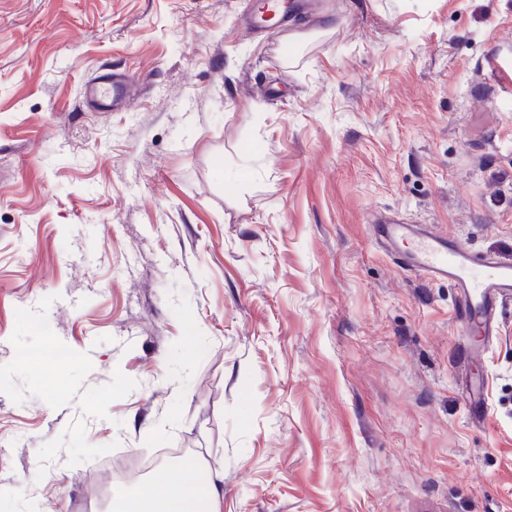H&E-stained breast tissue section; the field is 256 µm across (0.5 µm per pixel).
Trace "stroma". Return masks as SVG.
<instances>
[{
	"instance_id": "obj_1",
	"label": "stroma",
	"mask_w": 512,
	"mask_h": 512,
	"mask_svg": "<svg viewBox=\"0 0 512 512\" xmlns=\"http://www.w3.org/2000/svg\"><path fill=\"white\" fill-rule=\"evenodd\" d=\"M257 3L0 0V512H117L163 448L220 512H512V303L466 367L372 230L512 263V0ZM275 1L276 0L262 1L257 11L250 15L251 22L263 27L268 25H284L288 21V9L281 12L279 5L275 3ZM267 14H273L271 20L265 18ZM485 382L478 386L470 383L467 387L466 398L468 403L469 419L473 423L483 424L488 417V404L485 393Z\"/></svg>"
}]
</instances>
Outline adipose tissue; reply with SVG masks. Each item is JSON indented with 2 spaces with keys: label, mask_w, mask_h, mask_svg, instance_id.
<instances>
[{
  "label": "adipose tissue",
  "mask_w": 512,
  "mask_h": 512,
  "mask_svg": "<svg viewBox=\"0 0 512 512\" xmlns=\"http://www.w3.org/2000/svg\"><path fill=\"white\" fill-rule=\"evenodd\" d=\"M183 480L166 484L157 490L155 482H148L124 499L123 512H219L222 489L214 477L196 478L198 461L185 460Z\"/></svg>",
  "instance_id": "obj_1"
}]
</instances>
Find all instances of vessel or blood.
I'll use <instances>...</instances> for the list:
<instances>
[{"label":"vessel or blood","mask_w":512,"mask_h":512,"mask_svg":"<svg viewBox=\"0 0 512 512\" xmlns=\"http://www.w3.org/2000/svg\"><path fill=\"white\" fill-rule=\"evenodd\" d=\"M252 23L282 25L288 20L276 0H262L257 11L250 16ZM128 78H112L107 89L87 85L86 97L95 100L107 93L113 105L127 104L132 96ZM373 232L380 240L390 244L405 242L409 248L404 261L414 270L433 279L453 283L458 292L456 317L464 327L478 336L477 341L463 346L466 361L472 362L486 354V339L495 336L499 328V309L512 302V263H504L491 256H480L469 246L449 238H442L422 224H403L386 218L375 219ZM469 418L481 424L488 417V404L484 386H468L466 391Z\"/></svg>","instance_id":"b4317fda"}]
</instances>
